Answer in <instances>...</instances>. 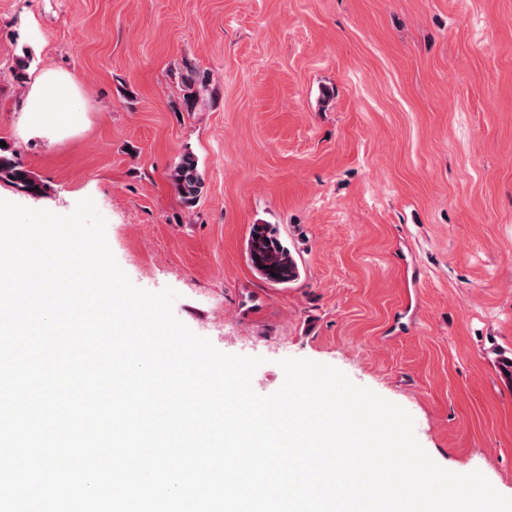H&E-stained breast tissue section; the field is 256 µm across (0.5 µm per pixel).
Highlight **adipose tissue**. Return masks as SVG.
I'll return each mask as SVG.
<instances>
[{"label":"adipose tissue","mask_w":512,"mask_h":512,"mask_svg":"<svg viewBox=\"0 0 512 512\" xmlns=\"http://www.w3.org/2000/svg\"><path fill=\"white\" fill-rule=\"evenodd\" d=\"M25 110L37 123L47 119L67 121L78 111L72 80L53 71L44 73L31 86Z\"/></svg>","instance_id":"ef3b65f1"}]
</instances>
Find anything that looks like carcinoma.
<instances>
[{
    "label": "carcinoma",
    "instance_id": "cac0c4a2",
    "mask_svg": "<svg viewBox=\"0 0 512 512\" xmlns=\"http://www.w3.org/2000/svg\"><path fill=\"white\" fill-rule=\"evenodd\" d=\"M169 178L182 202L194 207L202 194L203 179L198 162L190 153L181 156ZM0 184L15 193L39 197L44 184L23 164L17 150L0 146ZM246 259L253 273L272 286L287 287L301 276L300 267L272 224H253L246 241Z\"/></svg>",
    "mask_w": 512,
    "mask_h": 512
}]
</instances>
